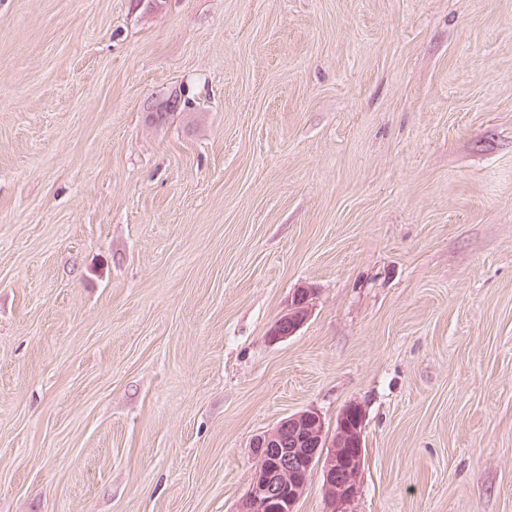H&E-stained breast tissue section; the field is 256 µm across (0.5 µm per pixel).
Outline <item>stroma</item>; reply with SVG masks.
<instances>
[{"label":"stroma","mask_w":512,"mask_h":512,"mask_svg":"<svg viewBox=\"0 0 512 512\" xmlns=\"http://www.w3.org/2000/svg\"><path fill=\"white\" fill-rule=\"evenodd\" d=\"M351 406L346 512H512V0H0V512H236ZM308 315L307 301L299 303L297 294H293L290 299V306L285 313L274 326L271 335L276 338H285L297 330V328L304 323ZM289 321L290 328L284 330L282 324Z\"/></svg>","instance_id":"obj_1"}]
</instances>
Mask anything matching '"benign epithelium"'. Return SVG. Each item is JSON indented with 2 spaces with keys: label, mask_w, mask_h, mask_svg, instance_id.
<instances>
[{
  "label": "benign epithelium",
  "mask_w": 512,
  "mask_h": 512,
  "mask_svg": "<svg viewBox=\"0 0 512 512\" xmlns=\"http://www.w3.org/2000/svg\"><path fill=\"white\" fill-rule=\"evenodd\" d=\"M308 305L292 295L290 306L274 326L271 335L285 338L304 323ZM296 436L295 447L280 456L278 467H268L264 454L267 448L281 446L285 431ZM353 431L343 427L330 440L325 437L321 417L314 411H302L281 420L273 429L257 436L252 444V453L257 466L248 493L241 501L237 512H295V506L308 486L307 478L297 474V465L316 466L322 471L323 487L330 505L329 512H344L345 506L358 492L359 466L340 475L342 455L340 448L352 443Z\"/></svg>",
  "instance_id": "1"
}]
</instances>
